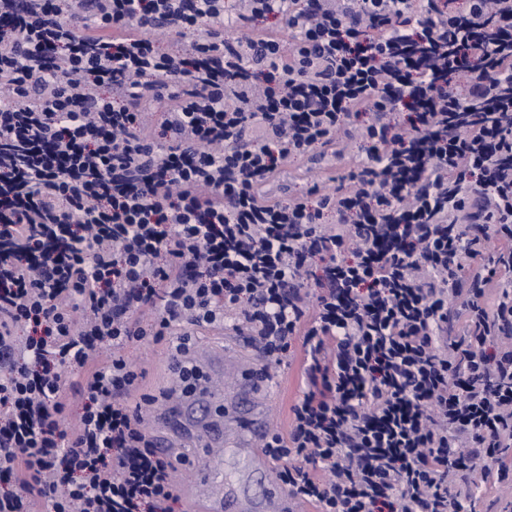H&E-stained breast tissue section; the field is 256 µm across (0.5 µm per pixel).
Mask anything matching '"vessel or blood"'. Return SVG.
I'll use <instances>...</instances> for the list:
<instances>
[{
	"label": "vessel or blood",
	"mask_w": 512,
	"mask_h": 512,
	"mask_svg": "<svg viewBox=\"0 0 512 512\" xmlns=\"http://www.w3.org/2000/svg\"><path fill=\"white\" fill-rule=\"evenodd\" d=\"M219 398L208 389L185 396L162 419L159 446L174 457L183 448L222 445L231 448L246 463V478L223 477L217 470H204L185 494L195 512H296L292 500L269 478L271 463L264 450L254 444L266 433L260 405L250 394L249 379H242L232 390L229 407L215 416Z\"/></svg>",
	"instance_id": "1"
}]
</instances>
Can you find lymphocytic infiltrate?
I'll return each mask as SVG.
<instances>
[{
	"label": "lymphocytic infiltrate",
	"instance_id": "obj_1",
	"mask_svg": "<svg viewBox=\"0 0 512 512\" xmlns=\"http://www.w3.org/2000/svg\"><path fill=\"white\" fill-rule=\"evenodd\" d=\"M316 151L346 173L271 196ZM505 270L512 0H0V512H173L127 350L188 393L224 328L304 349L263 443L298 503L512 490ZM221 333V334H219ZM240 336H235L232 331H209L200 336L193 337V351L197 350V357L204 355L216 346L223 344L231 347ZM82 383V379L77 376H68L66 378V390H65V399L71 404V410L67 413L66 417L62 421L61 428L65 430H69L76 422V406L79 401V395L77 393V388H79Z\"/></svg>",
	"mask_w": 512,
	"mask_h": 512
}]
</instances>
